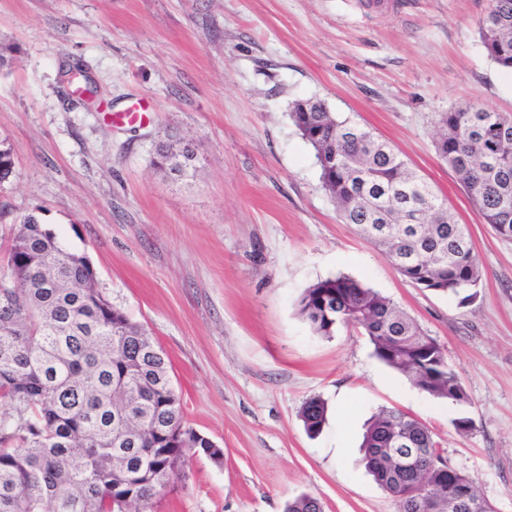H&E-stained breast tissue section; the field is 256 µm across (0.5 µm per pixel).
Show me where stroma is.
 Returning <instances> with one entry per match:
<instances>
[{"label": "stroma", "instance_id": "obj_1", "mask_svg": "<svg viewBox=\"0 0 512 512\" xmlns=\"http://www.w3.org/2000/svg\"><path fill=\"white\" fill-rule=\"evenodd\" d=\"M489 0H0V278L15 229L36 214L84 253L97 288L167 354L186 426L224 452L185 460L157 512H396L361 462L367 421L395 408L425 424L496 512H512V240L474 209L434 148L439 113L473 103L512 117V71L488 57ZM96 85L73 96L61 67ZM319 100L387 140L468 225L476 299L418 287L345 223L290 112ZM150 104L147 122L107 111ZM190 144L193 170L151 165ZM352 276L443 349L468 395L429 396L367 336L315 334L309 285ZM313 397L327 420L309 435ZM468 417L471 431L455 421ZM327 406L324 400L313 397L307 400L301 409V420L310 434L320 431L326 421Z\"/></svg>", "mask_w": 512, "mask_h": 512}]
</instances>
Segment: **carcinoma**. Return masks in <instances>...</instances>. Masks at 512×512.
<instances>
[{"label":"carcinoma","mask_w":512,"mask_h":512,"mask_svg":"<svg viewBox=\"0 0 512 512\" xmlns=\"http://www.w3.org/2000/svg\"><path fill=\"white\" fill-rule=\"evenodd\" d=\"M480 24L488 56L512 68V0H493ZM295 126L319 164L323 188L343 221L389 258L411 283L460 296H477L481 271L466 225L385 141L340 120L320 101L292 112ZM435 149L464 185L484 223L512 239V120L473 104L442 112ZM193 150L158 146L152 164L182 177ZM13 150L0 139V182L12 175ZM11 277L0 279V512H153L170 485L168 465L197 452L196 433L170 437L184 424L181 396L168 363L140 341L147 330L103 298L87 256L70 250L30 213L18 225L8 253ZM299 313L314 333L341 327L364 330L374 354L436 398L457 404L467 394L440 346L390 299L361 281L337 275L307 288ZM327 406L307 400L301 420L320 431ZM406 430L418 448H437L431 431L392 408L376 413L361 448L366 468L390 494L397 512H416L407 494L419 482L389 462L391 434ZM428 483L434 492L474 486L469 476L437 456ZM284 512H323L302 493Z\"/></svg>","instance_id":"carcinoma-1"}]
</instances>
